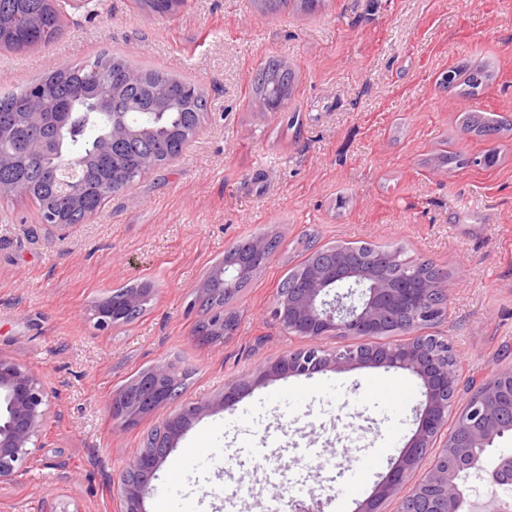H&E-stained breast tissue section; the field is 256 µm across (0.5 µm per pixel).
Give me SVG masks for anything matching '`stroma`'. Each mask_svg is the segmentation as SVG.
<instances>
[{"label": "stroma", "mask_w": 512, "mask_h": 512, "mask_svg": "<svg viewBox=\"0 0 512 512\" xmlns=\"http://www.w3.org/2000/svg\"><path fill=\"white\" fill-rule=\"evenodd\" d=\"M103 50L191 80L210 111L177 162L62 233L38 223L33 199L0 196V355L40 376L53 408L40 465L0 487V512H40L50 495L66 512H115L127 457L165 418L306 346L272 309L309 245H390L447 269L446 315L430 332L459 354L460 400L512 367V131L484 139L461 128L468 110L512 118V0H323L272 17L254 0H185L170 16L133 0H74L59 41L0 51V96ZM271 56L296 74L279 112L261 111L251 91ZM467 62L494 79L463 99L440 81ZM491 150L496 163L478 164ZM446 151L458 161L439 166ZM258 235L278 244L229 303L233 334L199 342L204 279ZM145 281L155 294L144 314L99 330L94 305ZM160 360L186 372L180 395L136 424L113 419V396ZM389 378L419 386L373 366L292 375L192 420L146 512H164L165 498L166 512H191L206 478L208 512L239 482L249 490L236 512H292L300 487L323 512H354L384 474L367 472L351 498L341 466L364 465L389 440L400 456L416 429V406L395 415L371 397ZM249 445L261 455L248 465Z\"/></svg>", "instance_id": "obj_1"}]
</instances>
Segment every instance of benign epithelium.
<instances>
[{
	"label": "benign epithelium",
	"instance_id": "1",
	"mask_svg": "<svg viewBox=\"0 0 512 512\" xmlns=\"http://www.w3.org/2000/svg\"><path fill=\"white\" fill-rule=\"evenodd\" d=\"M150 132L146 127L112 125V139H136ZM91 156H70L61 173L79 195V177ZM399 263V248L379 253L375 270L361 267L359 256L321 251L303 270L298 285L277 297L274 319L288 330L310 340L303 350L291 352L271 364L244 374L223 394L188 405L163 423L150 444L127 460L117 496V512H144L145 495L163 463L191 420L224 410L252 388L282 376H310L356 366L401 369L417 378L424 396L418 426L398 460L357 512H383L395 503V512H476L468 477L477 475L485 494L482 512L495 507L500 491L512 486V452L497 451L495 441L512 435V407L502 401L500 383L512 379V369L497 372L480 384L448 430V416L458 400V356L448 340L426 336L420 329L438 317L437 299L448 294L447 282L417 284L407 278L394 280L387 269ZM249 274L243 267L221 264L207 279L224 290L234 289ZM144 301L139 292H128L119 305L98 304L93 313L97 326L111 329L121 311ZM404 325L411 337L386 346L343 345L325 348L330 336H372L393 323ZM227 336L224 317L214 320L209 335L198 340L213 344ZM179 374L160 361L133 380L112 400V410L134 419L175 398ZM51 405L39 377L23 365L0 354V486L10 484L37 464L36 449L43 447V431Z\"/></svg>",
	"mask_w": 512,
	"mask_h": 512
}]
</instances>
